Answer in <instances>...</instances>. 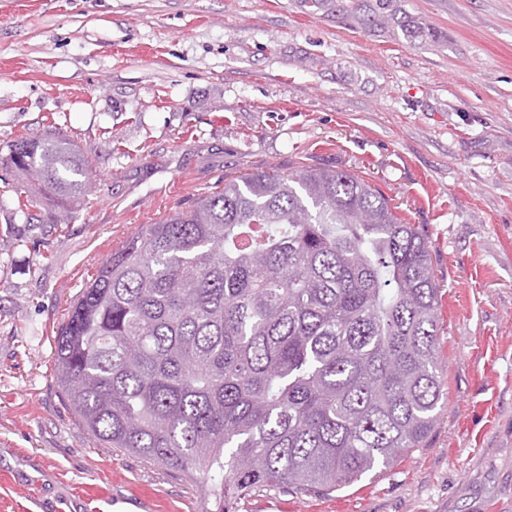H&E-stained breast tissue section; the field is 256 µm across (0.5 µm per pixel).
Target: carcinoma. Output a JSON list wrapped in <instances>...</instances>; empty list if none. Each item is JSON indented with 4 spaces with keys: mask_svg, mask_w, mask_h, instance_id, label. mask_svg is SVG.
<instances>
[{
    "mask_svg": "<svg viewBox=\"0 0 512 512\" xmlns=\"http://www.w3.org/2000/svg\"><path fill=\"white\" fill-rule=\"evenodd\" d=\"M0 164L38 220L91 191L48 130ZM441 288L422 228L342 171L224 182L126 239L55 337L57 387L105 447L196 475L205 512L287 483L334 491L426 446L445 400Z\"/></svg>",
    "mask_w": 512,
    "mask_h": 512,
    "instance_id": "cac0c4a2",
    "label": "carcinoma"
}]
</instances>
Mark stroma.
I'll return each mask as SVG.
<instances>
[{"label": "stroma", "mask_w": 512, "mask_h": 512, "mask_svg": "<svg viewBox=\"0 0 512 512\" xmlns=\"http://www.w3.org/2000/svg\"><path fill=\"white\" fill-rule=\"evenodd\" d=\"M49 129L94 182L30 224L0 169V512H202L197 483L87 433L54 333L142 226L303 166L424 226L447 400L385 472L236 512H512V0H0V148Z\"/></svg>", "instance_id": "obj_1"}]
</instances>
